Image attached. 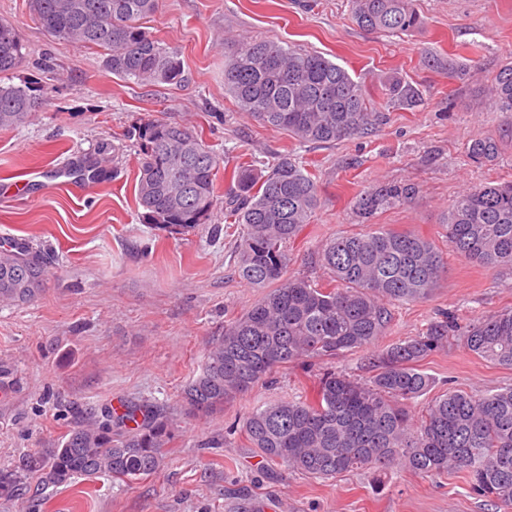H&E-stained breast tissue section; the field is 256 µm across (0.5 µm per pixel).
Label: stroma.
<instances>
[{
    "label": "stroma",
    "instance_id": "1",
    "mask_svg": "<svg viewBox=\"0 0 512 512\" xmlns=\"http://www.w3.org/2000/svg\"><path fill=\"white\" fill-rule=\"evenodd\" d=\"M416 6L422 28L385 36L358 28L349 0H159L142 25L180 52L185 80L146 86L106 73L95 51L50 36L27 0H0V20L18 28L25 46L21 65L0 74V84H25L43 96L29 122L0 130V246L24 239L49 262L40 295L25 305L0 303V471L16 476L0 512H240L248 494L263 497L264 512H496L462 473L397 468L311 478L267 466L243 432H227L260 405L312 394L321 373L368 377L371 355L430 322L448 318L464 327L512 307V270L493 272L454 255L445 236L458 195L512 181V120L484 93L512 65V0ZM239 35L319 53L375 96L389 78H400L421 101L383 108L382 122L366 137L300 145L238 111L225 90V42ZM157 122L195 128L224 167L287 152L307 162L321 204L289 247V273L327 284L317 248L372 225L433 242L447 261L445 273L426 299L392 304V322L371 350L276 370L222 411H191L182 386L199 373L225 323L262 291L236 273L240 227L225 222L223 209L212 217L221 229L216 236L211 225L184 237L143 221L134 131ZM477 137L502 140L498 160L469 159ZM103 144L109 161L93 190L75 194L67 184L70 164ZM404 181L418 184L416 199L359 223L356 195ZM421 368L434 385L411 403L415 420L448 388L479 394L512 384V369L458 340L431 352ZM127 402L151 405L172 424L174 439L157 474L132 483L102 474L39 488L34 457L79 423Z\"/></svg>",
    "mask_w": 512,
    "mask_h": 512
}]
</instances>
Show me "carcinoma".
<instances>
[{
    "label": "carcinoma",
    "instance_id": "carcinoma-1",
    "mask_svg": "<svg viewBox=\"0 0 512 512\" xmlns=\"http://www.w3.org/2000/svg\"><path fill=\"white\" fill-rule=\"evenodd\" d=\"M29 12L48 34L82 49H98L106 72L144 85L184 81L178 50L161 44L139 24L155 13L157 0H28ZM351 17L369 32L398 34L422 24L413 0H351ZM23 43L16 28L0 21V74L18 68ZM224 88L238 108L264 126L283 130L300 144H337L369 134L380 112L367 91L330 59L275 40L241 37L224 63ZM391 104L410 105L416 92L399 79L384 85ZM488 95L512 115V67L496 75ZM41 104L28 86H0V129L27 123ZM140 160L136 192L145 223L187 236L207 224L217 206L219 160L192 128L151 123L138 129ZM469 155L482 162L499 157L500 142L478 138ZM226 218L243 226L237 245L240 277L256 288L274 285L248 310L224 325L201 371L182 391L189 408L209 413L250 390L278 368L305 359H330L361 351L384 335L388 305L417 301L435 288L445 262L427 239L383 226L365 234L333 237L316 261L332 283L319 286L288 274V244L304 231L319 205L317 182L293 154H279L257 173L242 162L224 172ZM411 183L376 185L356 196L354 208L370 219L410 203ZM448 249L490 270L512 267V181L474 187L457 196L446 219ZM43 258L27 249H0V302L33 300L46 280ZM454 332L436 321L398 342L357 379L329 371L314 396L259 407L242 424L251 447L268 463L286 464L314 478L353 469L414 474L465 473L479 495L512 508V385L472 395L450 390L437 396L410 423L406 403L426 394L433 379L420 362ZM465 347L512 368V308L466 327ZM172 428L136 404L102 413L78 425L39 466L41 482L62 485L74 477L110 474L125 482L154 475Z\"/></svg>",
    "mask_w": 512,
    "mask_h": 512
}]
</instances>
